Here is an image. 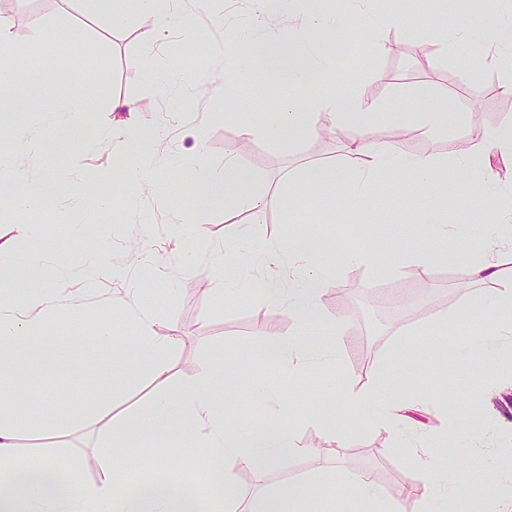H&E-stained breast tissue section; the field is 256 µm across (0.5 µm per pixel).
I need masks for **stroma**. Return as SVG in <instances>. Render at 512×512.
<instances>
[{
	"label": "stroma",
	"mask_w": 512,
	"mask_h": 512,
	"mask_svg": "<svg viewBox=\"0 0 512 512\" xmlns=\"http://www.w3.org/2000/svg\"><path fill=\"white\" fill-rule=\"evenodd\" d=\"M186 11L198 17V40L183 42L171 30L164 42L144 38L148 20L131 13L128 23L109 29L105 16L92 12L85 0H18L8 13H0L15 44L13 58L0 68L17 70L21 90L46 105L66 97L85 96L92 123L81 138L82 163L78 174L69 165L54 139L42 138L31 147H18L11 137L0 138V152L15 156L18 175L0 176V198L19 191V178L46 179L57 174L67 179V193L43 210L20 213L0 209V241L14 250L31 248L45 253L63 271L66 293L87 300L80 317L64 313L53 318L47 340L59 351L55 368L27 380L25 398L19 399V417L53 409L62 403L68 426L60 437L40 439L28 431L19 435L21 456H56L77 467L80 484L100 482L93 457L100 443L94 426L85 418L98 396L107 394L126 374L136 373L142 358L133 350L124 321L112 312V297H133L144 289L158 311L155 328L161 335L180 341L172 354L175 382H183L213 367L214 383L223 394L224 413L230 425L248 429L287 415L288 426L309 447L288 469H236L237 488L255 504L272 505L274 492L294 484L310 500L312 512H360V503L333 493L331 486L312 484L317 473L336 479L370 475L385 497L401 500L404 512L431 507L443 512L445 499L435 494L427 476L406 468L395 450L411 443L415 431H430L439 424L438 407L452 415L455 433L439 454L447 472L449 490L466 493L482 504L480 512H501L512 500V406L503 399L512 395V371H496L500 383L487 388L485 363L459 353L460 337L482 336L491 315L476 295L483 288L457 251L447 261L404 263L389 274H375L371 267L352 266L331 277L325 293L343 291L345 302L322 301L331 323L342 329L337 361L332 368H314L304 376L283 377L269 363L257 342L267 334L286 335L295 329L288 313L260 306L249 294L238 293L240 279L250 285L269 278L287 279L290 269L272 263L271 252L292 233L290 215L303 218L331 244H348L373 254L379 261L394 258L418 245L415 209L403 196L414 182L411 173L395 171L373 191L367 207L353 203L343 188L319 190L292 187L289 200L269 206L248 224H228L223 208L195 210L193 166L205 161L222 165L227 145L238 146L241 165L255 178L258 188L289 186L288 180L311 162L341 163L343 143L325 140L324 128L333 121L322 113L320 129L291 148L262 137L244 138L241 120H269L280 99L289 95L285 86L264 78L246 87L232 84L233 64L243 61L216 55L212 44L232 43L248 27L257 11L255 0H184ZM404 25L384 30L381 43L371 48L369 62L358 68L355 52L368 44L367 18L349 13L342 26L347 39L345 57L337 59L336 72L313 80L302 92L308 100L324 92L353 85L365 101L389 99L406 110L423 105L436 110L476 115L481 124L512 130V96L499 90L512 57L483 62L488 45L507 35V20L485 12L482 0H407ZM451 31L479 29L474 49L475 64L465 65L442 55L435 27ZM40 42L42 56L37 69L24 64L31 42ZM120 97L132 101L137 117L157 128L162 150L153 155L129 148L116 157L104 144V130L118 127L125 113L110 111L108 103ZM371 136L378 141L402 137L399 151L437 163L436 195L448 208V221L469 238L494 233L487 218L499 208L495 198L472 190H448L447 167L473 148L468 131L449 122L446 131L429 134L405 121L395 123L388 115H376ZM148 168L163 184L156 192L146 186L130 191L124 177H113L112 204L105 214L94 205L74 204L73 195H91L94 178L112 174L114 168ZM138 196L128 207L129 193ZM40 224V239L30 240L26 225ZM238 245L237 264H224L225 298L214 297L207 277L216 264L215 251L225 241ZM108 251L109 259L94 279H87L85 265L92 254ZM162 260L171 274L165 282L141 280V263ZM110 322L115 339L109 344L95 340L101 322ZM446 323L438 343L428 342L419 330ZM122 354L127 368L115 365ZM93 363L95 376L83 367ZM385 377L388 391L421 397L415 418L417 427L394 432L372 424L348 426L335 436L307 419L313 412H329L337 406L333 387L345 379L354 388L369 386ZM261 384L273 385L276 402L258 393Z\"/></svg>",
	"instance_id": "1"
}]
</instances>
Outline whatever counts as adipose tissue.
<instances>
[{
    "instance_id": "adipose-tissue-1",
    "label": "adipose tissue",
    "mask_w": 512,
    "mask_h": 512,
    "mask_svg": "<svg viewBox=\"0 0 512 512\" xmlns=\"http://www.w3.org/2000/svg\"><path fill=\"white\" fill-rule=\"evenodd\" d=\"M95 11L103 13L112 26L128 20L130 10L151 18L146 36L163 41L171 27H178L186 40L198 37L195 18L181 12L178 0H89ZM300 18V36L292 39L265 21V8L272 0H258L261 7L250 31L243 36L247 60L234 70V80L252 84L259 69H266L284 84L300 87L310 82L317 72L329 71L335 61L334 41L338 31L328 12L318 0H293ZM329 108L337 129L352 132L346 148L351 162L346 166L333 163H311L297 174L299 180L318 187H343L358 201H365L377 178L401 169L417 177L413 199L418 206L427 239L425 254L434 259L448 256V227L438 223L432 207L436 199L434 161L420 156H401L392 143L370 140L373 115L387 111L384 102L367 103L350 89H340L320 98ZM110 108L126 113L122 127L109 141L115 153L126 146L141 143L151 151L158 150L157 132L139 123L136 109L126 99L113 98ZM37 113L44 134L62 136L61 149L69 156L70 168H79L82 153L78 136L86 122L89 105L86 98L72 96L61 105L43 107L23 96L13 73L0 71V125L11 137L27 136L26 127L7 125L9 112ZM319 123L318 113L306 110L293 97L283 98L274 120L262 126L243 123L244 136L260 134L293 145L310 136ZM473 150L457 160L472 188L486 197H501L500 184L493 179L492 156L512 159V133L472 124ZM276 193H258L252 177L237 160L234 149L224 155V171L213 175L206 163L196 170L197 207L210 209L223 206L225 222H233L238 214L275 203ZM478 260L469 266L471 275L490 284L491 290L482 301L493 312V319L475 350L487 353L499 337L512 334V248L497 249L492 238L477 243ZM275 259L297 267L289 280L269 279L263 285L265 306L283 309L295 323L288 336L270 334L261 341L266 359L285 365L288 372L316 366L336 359L338 327L329 325L320 305L322 289L331 276L343 268L368 262L366 252L356 248L327 246L319 238L303 231L294 232ZM19 272L41 280L47 290L43 296L0 301V512H247L243 498L233 483V473L242 466L257 469L294 464L305 449L286 425H258L237 434L230 432L221 408V398L213 385L212 370H205L179 386L171 384V355L177 337L157 336L155 312L142 300L110 299V307L119 313L135 335L136 346L144 358L141 375L154 387L153 396L139 409L135 420L121 438L112 436V420L105 408L90 416L103 440L95 456V466L102 473L100 482L77 485L73 471L62 468L46 457H20L18 438L21 429L16 414V389L29 370H49L57 363V352L45 344V334L52 317L80 307L77 298L60 296L62 277L41 252L15 253L9 244H0V278L9 280ZM29 354L32 368L18 364L17 357ZM384 382L367 389H354L348 382L338 387V411L314 415L313 421L331 434H339L340 426L349 420L362 419L395 430L408 424L413 405L406 396L395 393L383 398ZM144 438L156 443L149 467L151 473L140 481L124 479L115 462L116 446L137 447ZM186 451L189 460L204 473L206 484L186 490L178 481L163 478L175 459V449Z\"/></svg>"
}]
</instances>
